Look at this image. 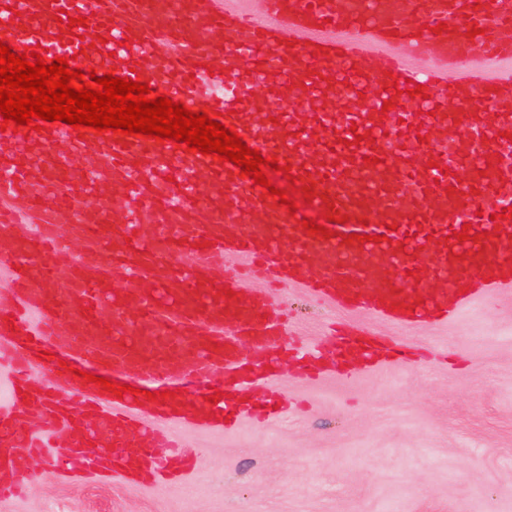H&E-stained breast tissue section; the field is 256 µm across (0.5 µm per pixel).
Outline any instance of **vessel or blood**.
<instances>
[{
  "label": "vessel or blood",
  "instance_id": "vessel-or-blood-1",
  "mask_svg": "<svg viewBox=\"0 0 512 512\" xmlns=\"http://www.w3.org/2000/svg\"><path fill=\"white\" fill-rule=\"evenodd\" d=\"M0 41L139 75L290 167L330 217L305 231L303 210L181 143L62 121L0 131V269L14 285L0 308V496L27 479L19 448H45L46 433L64 440L47 448L54 477L171 485L191 454L156 419L221 431L253 416L236 387L278 369L285 323L214 255L397 328L444 327L512 290V0H262L258 13L252 0H0ZM178 168L193 179L170 198ZM356 359L382 354L345 329L301 363L341 375Z\"/></svg>",
  "mask_w": 512,
  "mask_h": 512
}]
</instances>
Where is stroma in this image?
Instances as JSON below:
<instances>
[{
  "instance_id": "1",
  "label": "stroma",
  "mask_w": 512,
  "mask_h": 512,
  "mask_svg": "<svg viewBox=\"0 0 512 512\" xmlns=\"http://www.w3.org/2000/svg\"><path fill=\"white\" fill-rule=\"evenodd\" d=\"M284 345L329 344L348 322L380 341L420 346L417 362L313 378L284 357L280 418L219 433L180 428L195 455L186 486L62 483L41 457L28 461L23 496L0 512H512V291L486 298L448 327L392 330L300 288L278 287Z\"/></svg>"
}]
</instances>
